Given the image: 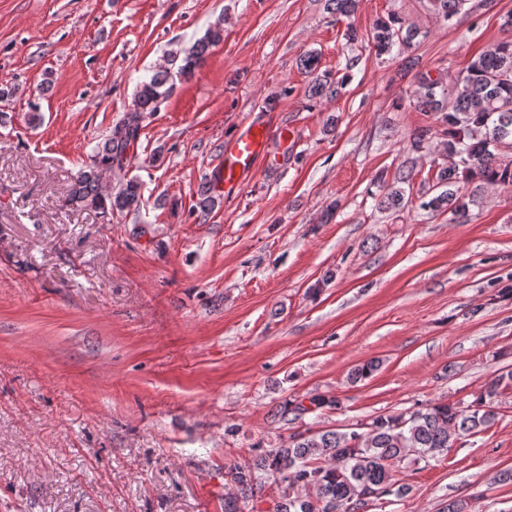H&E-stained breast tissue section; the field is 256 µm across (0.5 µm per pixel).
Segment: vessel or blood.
<instances>
[{"label": "vessel or blood", "instance_id": "vessel-or-blood-1", "mask_svg": "<svg viewBox=\"0 0 512 512\" xmlns=\"http://www.w3.org/2000/svg\"><path fill=\"white\" fill-rule=\"evenodd\" d=\"M281 134V129L273 128L263 121L241 125L224 145L218 194L227 198L238 195L252 175L257 162L265 156L270 140Z\"/></svg>", "mask_w": 512, "mask_h": 512}]
</instances>
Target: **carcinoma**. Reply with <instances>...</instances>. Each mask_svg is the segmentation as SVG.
I'll return each mask as SVG.
<instances>
[{
    "label": "carcinoma",
    "instance_id": "cac0c4a2",
    "mask_svg": "<svg viewBox=\"0 0 512 512\" xmlns=\"http://www.w3.org/2000/svg\"><path fill=\"white\" fill-rule=\"evenodd\" d=\"M467 0H432L433 10L444 20L457 16ZM224 27L217 23L190 47L168 54L164 66L142 82L133 108L116 122L93 149L90 163L81 168L71 184L65 204L89 209L105 216L140 208L142 184L132 177L116 187H103V176L114 168L130 166L142 123L158 111L177 83L190 79L203 63L211 46L223 40ZM420 30L391 15L378 20L371 41L379 55L394 46L407 47ZM301 65L315 75L312 96L337 93L335 85L316 75L318 58L303 56ZM409 104L436 117V125L415 131L410 151L422 152L434 136L447 138L450 163L437 172L436 186L442 191L421 203L430 211H449L464 222L470 204L490 186H512V160L498 153L512 145V37L473 57L453 85L416 74ZM414 168L399 171L401 186L385 187L379 209H398L405 199L404 184H410ZM512 385V370L492 380L477 400L460 409L447 402H434L413 411L380 415L362 431H313L292 434L275 448L253 449L251 461L224 470L233 492L224 495V512H241L239 502H265L268 483L276 485L270 512H353L370 498L404 497L409 487L397 483L392 465L408 457L427 462L456 442L467 440L489 427L497 417L493 399L501 386ZM307 414L302 403L287 400L275 417L295 420Z\"/></svg>",
    "mask_w": 512,
    "mask_h": 512
}]
</instances>
